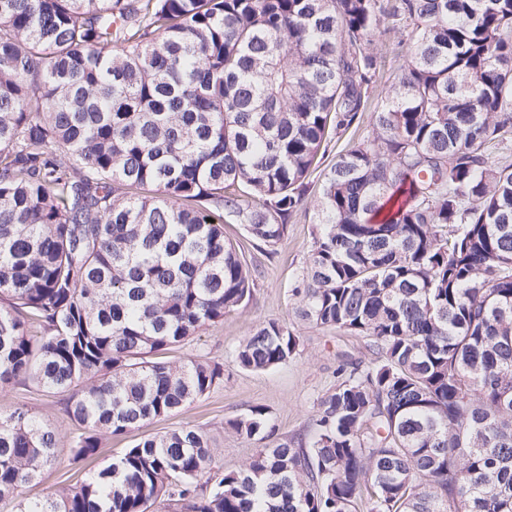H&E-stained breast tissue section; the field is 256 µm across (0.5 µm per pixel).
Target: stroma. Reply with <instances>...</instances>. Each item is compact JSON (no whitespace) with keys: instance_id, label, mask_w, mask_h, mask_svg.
I'll list each match as a JSON object with an SVG mask.
<instances>
[{"instance_id":"obj_1","label":"stroma","mask_w":512,"mask_h":512,"mask_svg":"<svg viewBox=\"0 0 512 512\" xmlns=\"http://www.w3.org/2000/svg\"><path fill=\"white\" fill-rule=\"evenodd\" d=\"M398 41L395 33L371 38L372 50L383 61L382 79L371 97L372 106L382 104L399 73L402 57ZM370 131V123L362 122L357 129L344 134L339 142L330 145L308 179L307 207L291 220L288 235L276 253H268L247 241L240 225H226L227 237L240 246L255 274L254 296L246 306L226 315L220 324L173 347L165 355L169 361L200 358L222 365L223 382L205 397L186 404L173 415L151 420L139 429L104 437L97 458L76 463L72 460L70 445L78 424L65 410L66 394L44 391L28 381L13 383L0 392V410L31 409L49 424L57 438L55 462L44 467L35 480L24 486V498L40 499L60 486L79 483L140 437L159 435L182 426H194L206 432L216 450L215 471L239 469L256 453L260 443L238 438L226 429L225 423L257 405L267 409L279 434L299 440L311 436L316 428L317 403L334 387L340 365L368 361L370 353L360 337L298 321L293 290L310 253L322 176L340 148L367 136ZM271 320L294 326L300 339L298 355L288 364L266 372L240 369L233 356L235 347L253 327Z\"/></svg>"}]
</instances>
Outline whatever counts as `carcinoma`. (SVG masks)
Masks as SVG:
<instances>
[{"instance_id":"cac0c4a2","label":"carcinoma","mask_w":512,"mask_h":512,"mask_svg":"<svg viewBox=\"0 0 512 512\" xmlns=\"http://www.w3.org/2000/svg\"><path fill=\"white\" fill-rule=\"evenodd\" d=\"M297 317L361 336L303 443L253 406L264 446L211 475L192 426L145 436L19 512H512V0H0V389L66 403L72 460L224 381L162 359L248 303L224 221L273 253L320 153ZM254 327L238 366L299 352ZM56 434L0 411V498L55 461ZM401 39L400 34H387L380 36L378 33L371 37V49L382 59V79L378 87L371 97V110L376 106H380L385 100V97L392 89V84L399 73V66L402 63L400 49L398 48V41ZM399 53V55H398Z\"/></svg>"}]
</instances>
